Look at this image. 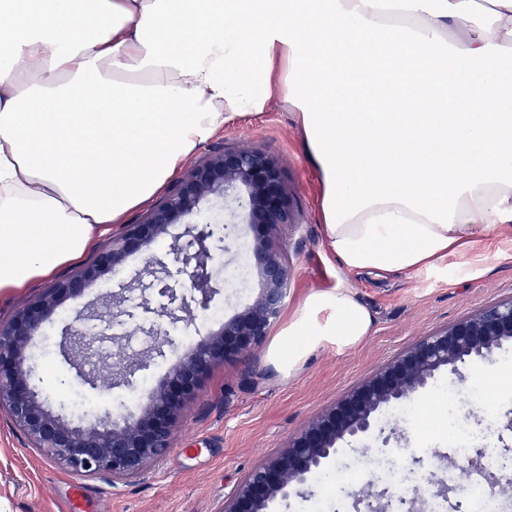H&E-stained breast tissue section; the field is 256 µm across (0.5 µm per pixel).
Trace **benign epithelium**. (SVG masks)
Instances as JSON below:
<instances>
[{
	"mask_svg": "<svg viewBox=\"0 0 512 512\" xmlns=\"http://www.w3.org/2000/svg\"><path fill=\"white\" fill-rule=\"evenodd\" d=\"M240 211V222L215 221L197 229L202 206L212 198ZM299 223L288 186L276 161L255 147L219 148L191 165L158 203L131 224H122L91 261L64 275L37 297L21 304L0 324V405L32 445L66 468L112 480L139 476L162 458L173 440L175 424L187 402L211 369L224 362L247 361L261 345L283 310L291 270L280 245L281 229ZM175 224L187 225L190 239L173 248L172 264L187 278L205 305L216 292L209 261L236 244L241 225L249 236L250 267L258 293L253 302L225 320L218 331L201 338L169 372L165 385L148 394L141 413L122 422L125 403L113 398L104 414L88 424L54 412L43 395L35 371L27 365L31 339L52 322L68 299L84 294L100 276L123 271L128 258L147 250ZM169 262L151 256L136 274L142 287L165 283ZM153 277L142 282V275ZM123 296L114 293L94 312L101 322L115 316ZM67 328L66 342L79 363H92L97 352L84 339L83 322ZM512 341V301L488 307L475 316L433 333L402 353L374 376L309 421L288 443L254 467L224 498L219 512H271L290 496L311 494L310 480L341 445L369 431L383 408L404 404L427 389L443 372L462 378L460 367L490 362L504 343ZM123 376L144 366L143 359L121 351L112 354Z\"/></svg>",
	"mask_w": 512,
	"mask_h": 512,
	"instance_id": "obj_1",
	"label": "benign epithelium"
}]
</instances>
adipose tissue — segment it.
<instances>
[{
  "label": "adipose tissue",
  "instance_id": "obj_1",
  "mask_svg": "<svg viewBox=\"0 0 512 512\" xmlns=\"http://www.w3.org/2000/svg\"><path fill=\"white\" fill-rule=\"evenodd\" d=\"M274 94L345 271L454 255L466 277L512 224V0H0V292L78 259ZM372 327L346 285L311 293L289 371Z\"/></svg>",
  "mask_w": 512,
  "mask_h": 512
}]
</instances>
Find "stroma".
Returning <instances> with one entry per match:
<instances>
[{
	"mask_svg": "<svg viewBox=\"0 0 512 512\" xmlns=\"http://www.w3.org/2000/svg\"><path fill=\"white\" fill-rule=\"evenodd\" d=\"M247 144L265 149L276 159L300 213L299 223L288 226L282 235L291 288L265 342L250 353L246 365L214 369L184 408L166 455L148 464L140 476L117 483L71 472L50 459L31 445L0 407V512H218L225 496L253 466L285 446L348 390L425 336L512 300V224L480 239L469 255L473 271L466 279L458 278L453 257L438 270L348 273L327 244L317 172L294 112L277 101L261 112L234 117L199 145L193 156L199 159L213 149ZM246 249V242H238L214 261L213 268L225 285L208 305L193 298L184 278L173 280L189 311L185 323L173 324L162 317L168 300L157 289L134 287L133 278L146 262L147 253L142 252L129 257L122 276H103L83 296L64 302L54 324L34 337L30 349L44 386L53 391V408L76 422L102 413L108 400L104 385L114 372L112 353L120 348L146 362L129 382L115 388L128 400L127 415H137L147 402L139 393L141 383L159 388L201 336L217 331L253 298L252 278L239 274ZM340 280L372 311L370 336L353 351H317L296 374H289L288 360L279 354L281 330L311 292L335 287ZM119 290L126 296L119 322L86 324V340L101 357L100 383L94 386L80 377L78 363L64 354L63 330L71 323L74 308L99 307ZM437 387L416 394L415 406L402 418L393 417L391 409L382 410L370 433L346 447L314 477L312 498L290 497L276 504L274 512H311L314 503L325 500L330 512H353L344 485L360 476L373 478L389 455H403L404 469L447 478L452 463L439 451L453 440L444 432L442 411L422 404L423 399L435 397ZM455 411L475 433L495 436L497 454L512 461V434L503 433L512 422L511 389L501 388L489 411L481 408L476 396L461 395Z\"/></svg>",
	"mask_w": 512,
	"mask_h": 512,
	"instance_id": "35a3bbf8",
	"label": "stroma"
}]
</instances>
